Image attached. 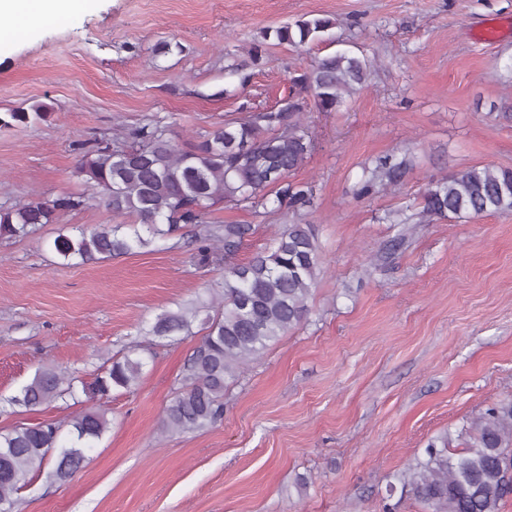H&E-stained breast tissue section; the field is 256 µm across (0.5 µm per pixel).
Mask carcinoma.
Segmentation results:
<instances>
[{
  "mask_svg": "<svg viewBox=\"0 0 512 512\" xmlns=\"http://www.w3.org/2000/svg\"><path fill=\"white\" fill-rule=\"evenodd\" d=\"M333 22L325 17L271 27L263 38L302 47L325 39ZM372 63L348 49L315 59L291 78L294 91L309 93L317 109L342 107L369 80ZM301 106L289 95L280 106L227 120L185 146L159 120L117 135L105 146L79 147L74 175L93 190L90 196L60 195L24 204H0V239L26 238L43 224H53L63 211L99 200L112 213L132 219L81 232L58 235L53 241L65 262L84 264L135 254L182 224L210 223L221 203L266 206L270 195L297 212L310 206L312 186L288 181L312 152L313 143L301 129ZM47 113L8 112L0 124L27 125ZM406 159L387 155L376 161L361 192L395 186L408 169ZM422 218H471L512 212V170L473 166L430 182L421 195ZM246 224H223L199 239L201 260L228 259L248 233ZM322 259L309 224H290L272 245L243 263L224 270L214 314L203 321L204 335L193 350L182 378V389L171 400L162 423L166 432L193 433L206 429L224 414V389L239 380L249 364L270 343L308 320L309 300L317 286ZM205 307L193 303L159 314L150 333L160 338L188 336ZM144 359L131 348L102 368L82 392L89 400L108 396L115 388L138 385ZM75 379L53 365L39 367L32 380L11 398V404L35 408L67 397L78 400ZM108 408L100 404L75 415L74 439H60L53 422L19 425L0 432V501L13 496L41 468L50 451L58 452L52 476L67 480L83 461V449L109 428ZM465 451H450V439L430 443L426 456L402 474L401 480L431 512H500L512 492V401L493 405L470 421Z\"/></svg>",
  "mask_w": 512,
  "mask_h": 512,
  "instance_id": "cac0c4a2",
  "label": "carcinoma"
}]
</instances>
